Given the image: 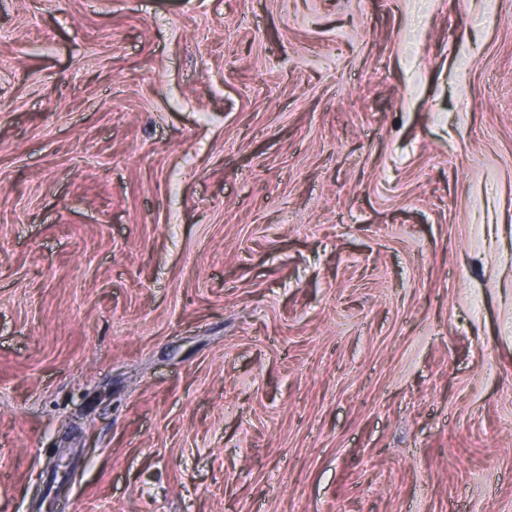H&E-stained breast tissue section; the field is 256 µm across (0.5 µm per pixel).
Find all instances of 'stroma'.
I'll return each instance as SVG.
<instances>
[{"instance_id":"35a3bbf8","label":"stroma","mask_w":512,"mask_h":512,"mask_svg":"<svg viewBox=\"0 0 512 512\" xmlns=\"http://www.w3.org/2000/svg\"><path fill=\"white\" fill-rule=\"evenodd\" d=\"M0 512H512V0H0Z\"/></svg>"}]
</instances>
